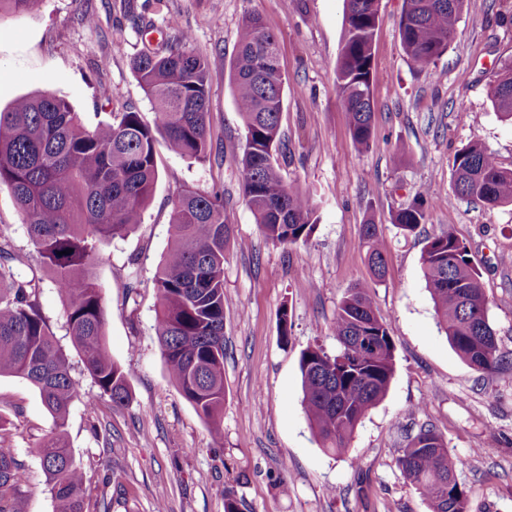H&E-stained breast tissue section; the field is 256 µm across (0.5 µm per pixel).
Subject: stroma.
Here are the masks:
<instances>
[{"label":"stroma","instance_id":"stroma-1","mask_svg":"<svg viewBox=\"0 0 512 512\" xmlns=\"http://www.w3.org/2000/svg\"><path fill=\"white\" fill-rule=\"evenodd\" d=\"M404 0H379L373 45L374 116L369 148L354 145L336 89L344 0H36L0 20V109L49 90L87 126L111 113L150 114L133 59L191 32L210 64L213 151L196 162L158 148L161 177L141 224L103 244L93 273L107 313V345L126 371L131 401L98 400L66 334L63 301L50 281L40 304L69 358L78 394L65 437L86 474L90 512H224L232 492L241 512H429L397 460L410 435L433 427L451 456L465 459L459 481L469 512H512V204L489 208L458 199L453 161L480 141L512 169V124L501 121L489 88L512 62V0H465L455 38L434 65H411L398 26ZM93 10L96 27L81 17ZM260 14L278 38L288 76L278 163L310 196L320 217L313 236L288 247L261 234L239 183L244 128L230 82L237 27ZM152 21L143 30L142 21ZM220 190L236 239L224 263L223 434L215 436L169 381L155 335L154 277L170 240L174 188L168 173ZM426 219L406 232L392 222L418 194ZM378 226L384 278L367 265L360 230ZM27 256H38L13 199L0 189V225ZM451 231L482 274L488 320L505 368L471 369L437 324L422 272L429 239ZM364 285L394 339V375L384 399L355 432L346 454L323 448L302 408L299 360L322 346L349 288ZM287 323H280V316ZM0 417L21 465L22 512H55L37 452L54 423L25 379L0 377Z\"/></svg>","mask_w":512,"mask_h":512}]
</instances>
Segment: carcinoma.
Listing matches in <instances>:
<instances>
[{"label":"carcinoma","mask_w":512,"mask_h":512,"mask_svg":"<svg viewBox=\"0 0 512 512\" xmlns=\"http://www.w3.org/2000/svg\"><path fill=\"white\" fill-rule=\"evenodd\" d=\"M36 0H0V18L21 14ZM379 0H345L344 29L336 60V85L353 142L369 146L374 114L373 40ZM399 22L402 47L426 68L447 50L457 33L464 0H404ZM151 104V119L117 112L110 122L87 127L79 113L45 91L0 109V188L9 190L44 276L16 277L25 263L0 228V376L27 380L52 415L55 431L39 448L56 512H88L85 472L63 439L69 406L77 395L69 360L40 311L43 277L64 302L71 344L82 356L99 396L122 406L131 399L124 368L105 342L103 296L91 274L99 246L123 238L142 222L158 180L156 144L163 138L176 154L203 161L212 154L208 123V60L183 32L156 52L133 61ZM489 90L493 106L512 122V64ZM237 111L244 125L241 191L255 223L274 244L310 239L319 222L310 197L287 184L275 154L287 76L279 44L262 18L245 13L230 63ZM457 194L486 206L512 203V169L502 167L482 143L455 154ZM170 218V241L155 274V331L167 374L181 396L221 434L224 412V259L232 224L224 192L203 191L178 179ZM421 194L396 213L393 223L412 232L425 220ZM362 241L374 275L385 276L376 224L362 225ZM69 254L64 255L62 251ZM422 271L439 325L451 346L475 371L501 369L480 273L466 246L452 233L431 238ZM340 350L309 347L301 353L303 409L323 447L336 454L348 444L367 412L387 393L394 373V341L365 288L350 289L333 326ZM373 347L363 352L356 337ZM398 466L405 480L428 501L430 512H469L468 491L456 472L465 461L448 454L442 437L422 426L411 437ZM19 463L14 449L0 445V512H21Z\"/></svg>","instance_id":"1"}]
</instances>
